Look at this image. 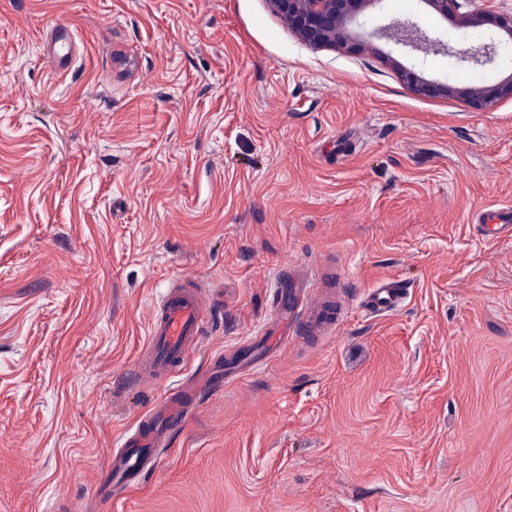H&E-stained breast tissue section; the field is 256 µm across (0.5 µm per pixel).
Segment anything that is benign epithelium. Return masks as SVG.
Instances as JSON below:
<instances>
[{"label": "benign epithelium", "instance_id": "7a95c632", "mask_svg": "<svg viewBox=\"0 0 512 512\" xmlns=\"http://www.w3.org/2000/svg\"><path fill=\"white\" fill-rule=\"evenodd\" d=\"M270 10L305 44L312 47L333 46L357 50L368 45V39H385L409 51L445 54L459 63L486 65L495 57L494 43H479L457 49L440 37L431 35L410 19H392L371 32L356 28L357 18L382 0H267ZM464 27L480 29L492 25L512 39V15L475 13L463 19ZM390 63L398 70L406 87L423 97H457L475 110H485L499 100L512 98V74L495 85L453 86L429 81L418 71L394 58Z\"/></svg>", "mask_w": 512, "mask_h": 512}]
</instances>
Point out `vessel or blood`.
<instances>
[{"instance_id": "vessel-or-blood-1", "label": "vessel or blood", "mask_w": 512, "mask_h": 512, "mask_svg": "<svg viewBox=\"0 0 512 512\" xmlns=\"http://www.w3.org/2000/svg\"><path fill=\"white\" fill-rule=\"evenodd\" d=\"M485 235L492 240L512 238V209L499 212L495 222L484 224ZM402 298L396 280L382 281L365 295L361 304L365 311L381 314L394 310ZM205 303L199 291L185 288L171 295L153 314L149 324L148 349L138 360L136 371L146 382H162L173 377L177 367L198 347L203 334ZM345 306L335 297L315 292L308 280H294L288 290V301L275 320L261 333L262 344L250 359L223 368L221 374H208L193 384L172 387L161 404L150 414V428L130 441L128 449L114 469L115 476L136 472L145 449L163 445L166 435L181 425L197 403L201 391L218 389L224 383L254 370L265 363L281 342L295 331L324 337L331 333L344 315Z\"/></svg>"}]
</instances>
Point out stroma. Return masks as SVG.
<instances>
[{"label": "stroma", "mask_w": 512, "mask_h": 512, "mask_svg": "<svg viewBox=\"0 0 512 512\" xmlns=\"http://www.w3.org/2000/svg\"><path fill=\"white\" fill-rule=\"evenodd\" d=\"M384 0L480 67L383 39L303 43L266 0H0V512H512V99L420 97L512 75L463 28L512 0ZM334 267L331 336L202 394L101 494L163 395L135 381L153 311L198 282L190 382L248 355L284 280ZM385 278L409 295L367 316ZM391 64L398 70L406 87L414 94L423 97H457L475 110H485L499 100L512 98V75L495 85L490 86H453L448 83L429 81L414 68H409L399 61ZM494 220L498 222L480 224L485 236L491 240L512 238V209L507 208L499 212Z\"/></svg>", "instance_id": "obj_1"}]
</instances>
